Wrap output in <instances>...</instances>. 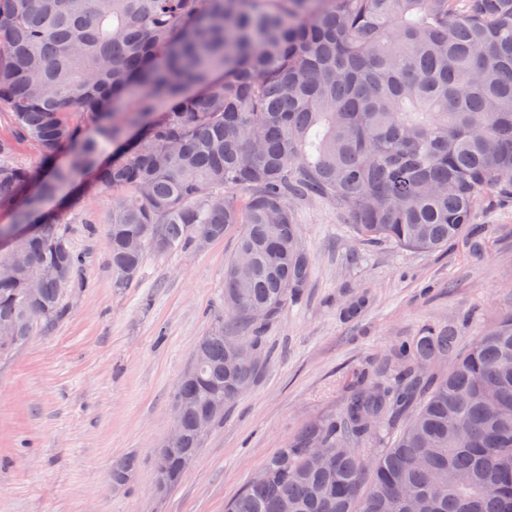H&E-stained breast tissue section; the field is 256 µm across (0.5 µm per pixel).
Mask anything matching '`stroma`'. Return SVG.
I'll use <instances>...</instances> for the list:
<instances>
[{"label":"stroma","instance_id":"obj_1","mask_svg":"<svg viewBox=\"0 0 512 512\" xmlns=\"http://www.w3.org/2000/svg\"><path fill=\"white\" fill-rule=\"evenodd\" d=\"M68 219L88 286L48 332L0 359V512H226L304 426L342 416L359 374L395 375L392 354L425 328L468 347L512 310V199L481 203L473 235L422 254L359 238L326 201L294 205L312 276L299 303L261 331L263 367L214 427L180 484L155 488L175 396L193 351L224 312V267L240 231L205 250L147 253L112 286V198L75 177ZM366 296L365 307L348 305ZM138 467L121 489L114 459Z\"/></svg>","mask_w":512,"mask_h":512}]
</instances>
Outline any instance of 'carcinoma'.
<instances>
[{
    "instance_id": "carcinoma-1",
    "label": "carcinoma",
    "mask_w": 512,
    "mask_h": 512,
    "mask_svg": "<svg viewBox=\"0 0 512 512\" xmlns=\"http://www.w3.org/2000/svg\"><path fill=\"white\" fill-rule=\"evenodd\" d=\"M46 168L0 139V327L7 357L86 287L63 187L90 171L112 195L113 287L145 252L196 249L240 225L225 316L195 346L175 398L183 428L156 472L182 478L198 417L228 408L258 369L240 347L308 288L294 201L336 205L358 237L432 253L473 225L482 191L512 198V0H0V112ZM112 155L105 163V148ZM243 192L241 198L237 192ZM58 200L55 210L44 207ZM237 327L225 331L224 320ZM391 381L358 382L343 421L308 425L228 512H512V311L464 352L416 336ZM437 359L448 373L421 374ZM396 433L388 448L366 443ZM132 456L112 463L128 482Z\"/></svg>"
}]
</instances>
